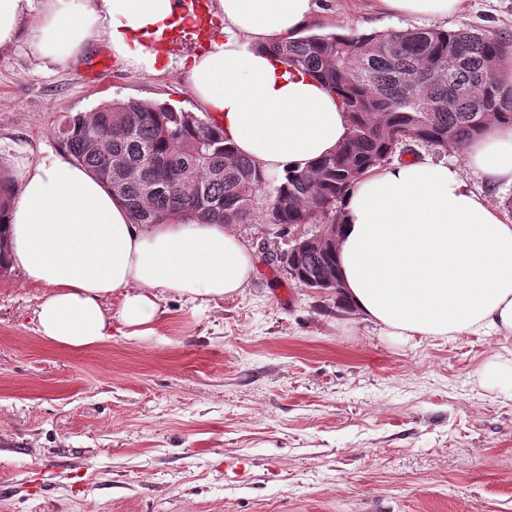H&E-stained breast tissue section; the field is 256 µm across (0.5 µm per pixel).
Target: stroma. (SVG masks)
I'll use <instances>...</instances> for the list:
<instances>
[{
	"label": "stroma",
	"mask_w": 512,
	"mask_h": 512,
	"mask_svg": "<svg viewBox=\"0 0 512 512\" xmlns=\"http://www.w3.org/2000/svg\"><path fill=\"white\" fill-rule=\"evenodd\" d=\"M311 29L417 28L317 0ZM30 14L0 50V169L59 154L66 117L113 100L199 109L185 74L35 55ZM448 30L512 39V0H463ZM236 232L255 271L203 308L160 302L156 335L70 350L44 294L0 272V512H512V335L390 336L278 256L314 224Z\"/></svg>",
	"instance_id": "stroma-1"
}]
</instances>
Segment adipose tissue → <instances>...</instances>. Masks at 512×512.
I'll use <instances>...</instances> for the list:
<instances>
[{"label": "adipose tissue", "instance_id": "obj_1", "mask_svg": "<svg viewBox=\"0 0 512 512\" xmlns=\"http://www.w3.org/2000/svg\"><path fill=\"white\" fill-rule=\"evenodd\" d=\"M395 19H445L461 0H372ZM41 15L32 44L66 61L105 42L136 71L164 72L161 41L198 18L181 0H0V48ZM222 27L180 63L199 106L236 150L269 174L307 165L344 142L348 113L306 71L271 54L312 19L315 0H217ZM490 188L512 186V126L466 148ZM21 194L0 227V264L46 287L36 330L85 350L114 336L155 335L161 295L202 307L239 294L254 256L225 224L190 212L136 224L102 180L57 155L19 165ZM337 264L346 304L388 335H512V219L470 186L461 168L429 160L375 166L341 203ZM120 296L116 313L106 303Z\"/></svg>", "mask_w": 512, "mask_h": 512}]
</instances>
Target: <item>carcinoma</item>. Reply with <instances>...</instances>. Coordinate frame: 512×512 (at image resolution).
Masks as SVG:
<instances>
[{"label":"carcinoma","mask_w":512,"mask_h":512,"mask_svg":"<svg viewBox=\"0 0 512 512\" xmlns=\"http://www.w3.org/2000/svg\"><path fill=\"white\" fill-rule=\"evenodd\" d=\"M268 50L318 77L350 116L336 152L284 171L265 208L271 224H339L336 205L407 143L463 151L491 126H512V67L505 66L512 41L503 37L440 28L300 33ZM57 137L73 161L108 184L135 224H162L186 211L204 224H245L267 183L213 121L170 104L103 103L67 117ZM144 180L157 190L145 192ZM291 275L312 288H336L335 251L311 249Z\"/></svg>","instance_id":"obj_1"}]
</instances>
